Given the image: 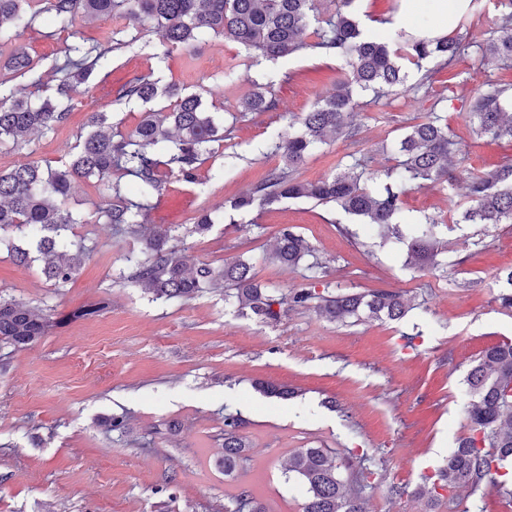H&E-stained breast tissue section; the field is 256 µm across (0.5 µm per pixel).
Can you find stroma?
<instances>
[{"label": "stroma", "instance_id": "1", "mask_svg": "<svg viewBox=\"0 0 512 512\" xmlns=\"http://www.w3.org/2000/svg\"><path fill=\"white\" fill-rule=\"evenodd\" d=\"M126 24L118 15L78 23L86 45L107 47L104 66L78 87L67 123L22 147L0 149V169L26 160L61 165L90 112L101 107L123 130L134 129L142 105L117 98L132 77L175 84L187 93L221 84L215 110L231 126L230 140L216 145L194 182H168L147 212V224L178 231L201 212H223L225 201L278 166L272 141L334 90L338 62L332 56L305 49L268 62L208 36L168 53L152 32L142 35L149 49L113 48V31ZM71 33L41 12L0 49L23 47L48 81ZM231 62L242 75L234 84L224 81ZM425 69L433 73L428 93L387 103L360 95L353 118L358 143L331 139L308 158L302 179L333 175L353 151L368 171L384 176L393 161L383 145L434 107L447 115L469 170L512 163V142L476 137L467 118L477 89L512 83V67L474 53L441 71L430 59L423 69H410V81ZM270 81L276 108L237 116L252 83ZM228 153L239 154L235 167H225ZM105 192V186L81 180L65 202L81 218L67 236L84 242L88 252L63 287L46 282L39 266L15 263L10 246L20 243L19 234L0 237V297L58 317L103 306L96 315L54 327L33 347L0 346V512H224L240 486L251 488L269 512H301L304 491L283 474L299 448H349L372 458L366 512H423L422 501L390 497L387 488L422 484L468 431L464 378L486 346L512 338V308L498 299L503 275L512 269V226L466 224L447 232L449 265L443 272L410 268L405 251L381 244L373 226L310 200L257 208L237 215L235 223L187 237L189 264L220 267L247 250L257 281L282 293L332 282L353 292L397 290L412 306L398 321L352 325L296 308L264 323L239 317L220 288L167 302L127 281L125 257L136 245L97 223ZM466 205L465 180L427 182L405 193L403 216L433 215L451 223ZM287 226L315 247L325 268L318 278L304 267L269 260ZM262 382L288 385L295 396L268 397L258 388ZM236 413L248 422L249 459L228 478L219 463L224 417ZM114 417L124 419V431L108 430Z\"/></svg>", "mask_w": 512, "mask_h": 512}]
</instances>
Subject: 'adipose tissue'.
<instances>
[{
  "label": "adipose tissue",
  "mask_w": 512,
  "mask_h": 512,
  "mask_svg": "<svg viewBox=\"0 0 512 512\" xmlns=\"http://www.w3.org/2000/svg\"><path fill=\"white\" fill-rule=\"evenodd\" d=\"M469 0H402L398 23L408 35L434 39L451 33Z\"/></svg>",
  "instance_id": "1"
}]
</instances>
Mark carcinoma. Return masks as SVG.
Here are the masks:
<instances>
[{"label": "carcinoma", "instance_id": "carcinoma-1", "mask_svg": "<svg viewBox=\"0 0 512 512\" xmlns=\"http://www.w3.org/2000/svg\"><path fill=\"white\" fill-rule=\"evenodd\" d=\"M320 0H0V39L9 30L27 25L31 10L53 14L62 30L74 29L80 18L120 14L132 27L151 30L165 50L191 46L205 35L232 40L269 61H277L303 49H313L340 60L335 91L321 97L300 117V129L278 135L274 151L283 165L270 169L253 188L231 198L225 207L246 213L290 199H309L318 204H334L360 224L377 226L384 241L393 240L406 251L417 269L443 271L448 268V248L439 237L443 219L426 216L414 224L400 221L402 195L411 186L427 181L454 180L453 160L463 155L455 135L448 131V117L431 112L424 121L408 126L404 135L388 147L395 164L386 173L387 181L375 184L361 159L348 155L332 176L308 182L299 170L319 146L331 136L353 140L358 129L350 121L355 101L353 90L374 94L373 102L398 92L418 91L424 82L407 84L408 63L422 69V62L436 58L448 67L474 50L481 58L512 61L511 12L499 30L481 41L458 34L431 41L413 40L403 31L389 28L380 35L366 37L359 23L346 12L354 0H339L333 11H322ZM314 41L301 35L310 24ZM108 48L86 47L76 40L66 48L62 63L53 67L56 81L53 95L35 100L19 96L0 83V148H18L27 138L65 124L72 110L78 86L91 80ZM5 67L16 78H29L34 88L42 76L29 54L18 48ZM507 89L489 86L471 98L469 123L473 133L492 139L512 140V114L506 111L512 99ZM218 88L203 86L184 94L174 84L165 86L134 76L118 90V98L147 106L135 129L124 132L112 121V113H90L88 131L80 136L70 159L61 166L44 167L35 161L20 162L0 170V234L27 232V247L13 249L14 260L24 266L44 263L42 273L55 285L69 282L81 266L84 245L68 240L64 232L84 220L65 207L72 184L94 177L107 187L97 206V223L110 224L125 238L140 243L139 253L130 254V279L157 299L186 301L205 285L225 288L236 299L243 316L276 321L285 307L312 308L334 322L358 323L397 321L410 304L395 290L375 288L366 292L318 291L294 288L281 296L278 290L256 281L251 259L244 256L222 267L188 265L184 240L165 227L144 224L145 210L154 195L172 178L193 182L203 157L213 145L224 141L230 130L216 122L203 97L216 96ZM276 107L274 82L254 84L241 101L240 112L261 114ZM136 179L140 201L125 196L122 176ZM468 206L456 224H512V163L489 173L467 176ZM220 216L203 211L186 228L189 235H204ZM271 258L288 266L309 261L319 268L315 249L300 234L286 227L279 235ZM57 325L55 318L41 309L0 298V344L17 348L35 345ZM464 384L470 399L469 433L460 438L448 461L435 475L414 490L426 510L441 498V491L465 492L458 499L477 494L485 485L512 500V343H497L481 352L467 373ZM246 421L237 415L224 417V475L231 476L248 461L249 443L243 434ZM284 474L299 480L306 496L302 512H365L363 493L371 487L372 475L365 459L354 461L351 451L332 452L327 448H299L288 457ZM227 512H267L265 504L248 488H242Z\"/></svg>", "mask_w": 512, "mask_h": 512}]
</instances>
